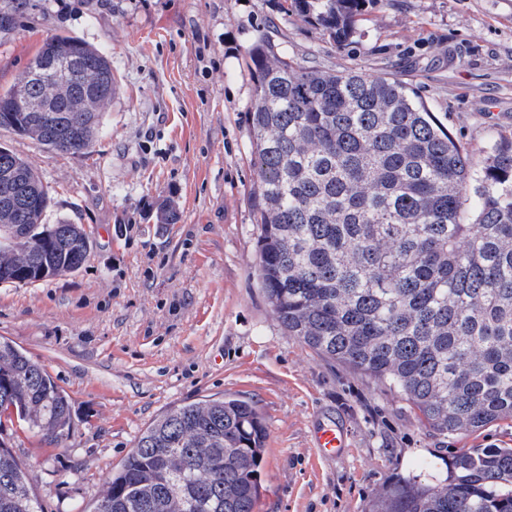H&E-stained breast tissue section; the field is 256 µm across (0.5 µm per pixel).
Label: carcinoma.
I'll use <instances>...</instances> for the list:
<instances>
[{"mask_svg":"<svg viewBox=\"0 0 512 512\" xmlns=\"http://www.w3.org/2000/svg\"><path fill=\"white\" fill-rule=\"evenodd\" d=\"M25 2L0 0V33ZM365 2L283 0L280 12L345 44ZM247 57L258 284L284 333L385 382L439 435L512 422V136L476 166L395 77L305 66L265 27ZM54 59L70 64L65 84L29 78ZM114 84L108 55L53 35L0 93V127L86 154ZM49 204L32 163L0 151V283L87 262L90 233L44 223ZM2 416L55 445L73 426L64 391L5 339ZM266 438L260 410L236 395L175 405L105 479L97 512H255ZM31 483L0 437V512H42ZM371 512H512V448H469L448 484L416 476Z\"/></svg>","mask_w":512,"mask_h":512,"instance_id":"cac0c4a2","label":"carcinoma"}]
</instances>
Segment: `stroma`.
I'll list each match as a JSON object with an SVG mask.
<instances>
[{
  "mask_svg": "<svg viewBox=\"0 0 512 512\" xmlns=\"http://www.w3.org/2000/svg\"><path fill=\"white\" fill-rule=\"evenodd\" d=\"M279 0H28L0 33V92L43 42L76 36L106 53L121 88L91 153L62 154L0 128L51 195L46 221L91 231L78 272L0 283V337L42 362L68 394L58 445L5 426L44 512H92L102 481L168 407L234 394L266 426L255 512H368L374 496L467 448H512V422L443 437L373 377L280 328L257 285L250 192L259 176L245 113V50L274 22L305 65L395 75L481 162L512 132V0H367L346 45ZM172 199L179 218L156 220ZM339 421L335 459L313 448L316 417Z\"/></svg>",
  "mask_w": 512,
  "mask_h": 512,
  "instance_id": "35a3bbf8",
  "label": "stroma"
}]
</instances>
